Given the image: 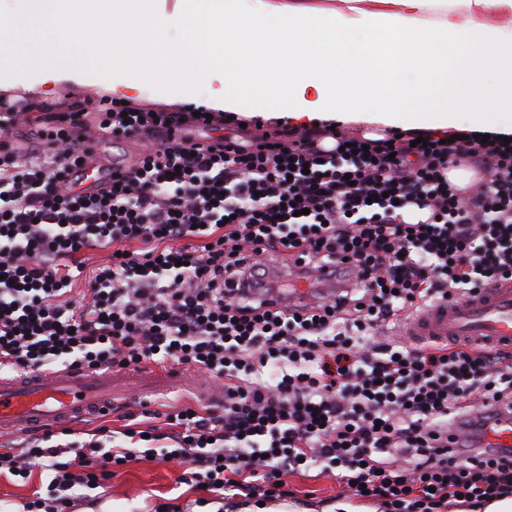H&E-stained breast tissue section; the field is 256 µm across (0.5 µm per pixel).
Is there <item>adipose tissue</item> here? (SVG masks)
I'll list each match as a JSON object with an SVG mask.
<instances>
[{
	"label": "adipose tissue",
	"instance_id": "obj_1",
	"mask_svg": "<svg viewBox=\"0 0 512 512\" xmlns=\"http://www.w3.org/2000/svg\"><path fill=\"white\" fill-rule=\"evenodd\" d=\"M40 0L31 27L56 48L19 68L0 53V83L60 69L109 89L153 74L170 92L210 87L224 111L348 119L448 131L451 114L488 128L512 111V0ZM139 67L113 65V52Z\"/></svg>",
	"mask_w": 512,
	"mask_h": 512
}]
</instances>
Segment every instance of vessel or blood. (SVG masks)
Masks as SVG:
<instances>
[{"label": "vessel or blood", "instance_id": "b4317fda", "mask_svg": "<svg viewBox=\"0 0 512 512\" xmlns=\"http://www.w3.org/2000/svg\"><path fill=\"white\" fill-rule=\"evenodd\" d=\"M404 335L420 340L458 337L476 346H512V281L497 282L471 297L437 301L412 316ZM112 406V375L62 370L17 377L0 373V434L18 433ZM483 443L512 447V418L486 427Z\"/></svg>", "mask_w": 512, "mask_h": 512}]
</instances>
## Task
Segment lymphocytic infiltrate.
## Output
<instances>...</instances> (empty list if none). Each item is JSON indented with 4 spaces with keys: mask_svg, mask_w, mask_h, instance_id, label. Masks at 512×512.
<instances>
[{
    "mask_svg": "<svg viewBox=\"0 0 512 512\" xmlns=\"http://www.w3.org/2000/svg\"><path fill=\"white\" fill-rule=\"evenodd\" d=\"M231 119L103 97L42 117L43 156L0 142V369L184 365L224 392L120 412L122 431L102 424L85 443L45 430L0 448V476L52 472L34 512H71L78 490L166 440L181 483L219 499L284 500L313 468L384 512L511 494L512 448L479 442L512 416V350L393 334L433 301L512 281V151L495 133L368 141L327 122L188 135ZM101 133L151 145L76 190ZM462 164L488 176L469 195L446 176ZM411 207L426 219L405 221ZM88 249L107 261L87 267Z\"/></svg>",
    "mask_w": 512,
    "mask_h": 512,
    "instance_id": "obj_1",
    "label": "lymphocytic infiltrate"
}]
</instances>
